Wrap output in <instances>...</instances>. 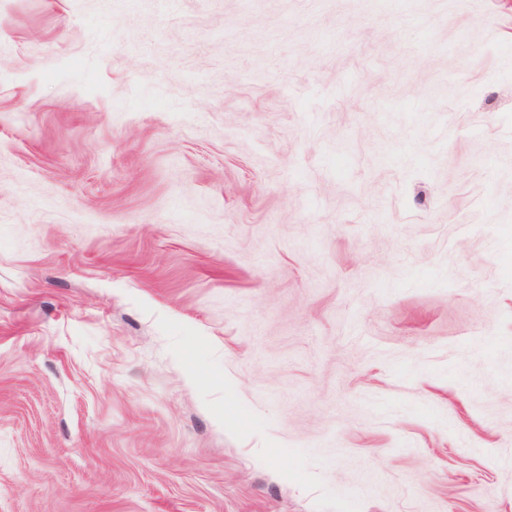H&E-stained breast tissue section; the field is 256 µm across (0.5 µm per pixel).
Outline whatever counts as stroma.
I'll list each match as a JSON object with an SVG mask.
<instances>
[{
  "instance_id": "obj_1",
  "label": "stroma",
  "mask_w": 512,
  "mask_h": 512,
  "mask_svg": "<svg viewBox=\"0 0 512 512\" xmlns=\"http://www.w3.org/2000/svg\"><path fill=\"white\" fill-rule=\"evenodd\" d=\"M0 512H512V0H0Z\"/></svg>"
}]
</instances>
